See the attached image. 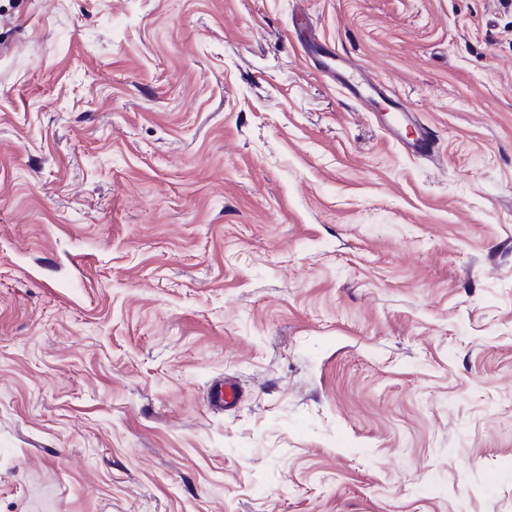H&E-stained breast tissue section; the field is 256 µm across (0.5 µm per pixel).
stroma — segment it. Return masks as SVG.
I'll use <instances>...</instances> for the list:
<instances>
[{
    "label": "stroma",
    "mask_w": 512,
    "mask_h": 512,
    "mask_svg": "<svg viewBox=\"0 0 512 512\" xmlns=\"http://www.w3.org/2000/svg\"><path fill=\"white\" fill-rule=\"evenodd\" d=\"M0 512H512V2L0 0ZM344 79L345 89L354 100L360 103L370 105L373 94L380 96L383 93L380 90L383 88L382 85L372 77V73L368 70L359 74L358 78L350 75ZM385 115L387 116L386 128L391 140L414 155L432 158L437 154V143L428 126L418 123L417 137L412 140L408 139L407 128L416 125L413 111L397 109L394 112H387ZM209 403L213 407L228 410L239 399L238 387L232 379L224 378L216 381L209 392Z\"/></svg>",
    "instance_id": "1"
}]
</instances>
